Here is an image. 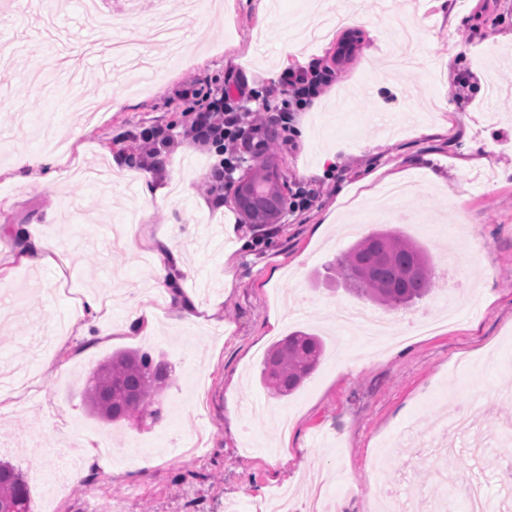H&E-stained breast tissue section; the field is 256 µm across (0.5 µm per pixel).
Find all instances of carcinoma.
Listing matches in <instances>:
<instances>
[{
  "instance_id": "1",
  "label": "carcinoma",
  "mask_w": 512,
  "mask_h": 512,
  "mask_svg": "<svg viewBox=\"0 0 512 512\" xmlns=\"http://www.w3.org/2000/svg\"><path fill=\"white\" fill-rule=\"evenodd\" d=\"M256 174L258 193L253 203L270 209L275 195ZM329 269L356 296L388 310H399L426 297L432 290L433 269L426 250L394 228L378 229L350 245ZM325 353L324 340L313 333L294 331L267 350L260 383L276 397L294 393L315 370ZM171 367L135 349L112 353L85 385L86 402L100 418L118 423L143 413L159 419L160 396L169 387ZM0 512H32L24 474L0 461Z\"/></svg>"
}]
</instances>
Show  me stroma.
<instances>
[{
  "label": "stroma",
  "instance_id": "1",
  "mask_svg": "<svg viewBox=\"0 0 512 512\" xmlns=\"http://www.w3.org/2000/svg\"><path fill=\"white\" fill-rule=\"evenodd\" d=\"M7 3L0 44L17 52L0 60V370L21 369L30 383L0 401V459L24 473L34 512H265L275 491L303 497L314 478L342 512H379L382 491L434 512L436 490L463 475L498 497L504 459L466 449L439 459L434 448L449 413L471 403L481 429L512 426V405L497 399L512 394V80L501 75L512 69V0L454 9L450 0H199L193 11L187 0H138L130 33L145 51L122 60L117 77L99 56L79 53L87 38L118 37L81 6L63 4L52 40L27 0ZM159 9L185 18L181 59L163 75L142 65L161 51L141 30ZM301 11L319 30L302 51L331 67L334 81L320 108L300 117L299 152L264 157L284 182L324 179L313 209L280 217L255 246L263 227L241 222L233 197L198 209L197 186L216 158L189 142L156 174L175 175L192 195L144 206L136 170L113 167L134 155L127 134L180 122L187 74L214 86L270 84L293 64L282 46ZM460 77L461 94L449 99ZM24 117L52 118L67 147L52 183L40 171H12L15 154L45 149L21 131ZM477 144L486 157L468 162ZM331 162L338 175L328 180ZM367 175L369 187H359ZM131 216L176 241L193 269L183 288L197 323L174 316L142 251L111 248L112 225ZM204 224L233 225L222 251L200 239ZM22 227L62 248L60 267L14 261ZM385 227L422 245L435 270L432 292L394 319H428L450 293L463 297L451 325L402 351L338 331L340 314L365 304L326 272L357 233ZM450 227L485 246L483 257L454 265ZM240 238L248 249L237 248ZM89 294L112 307L84 333L75 318ZM146 306L158 313L152 334L114 333ZM296 330L321 336L325 356L296 393L276 399L258 380L261 362ZM125 348L174 368L157 422L112 425L88 409L87 379ZM38 433L71 447L79 482H49L53 458L29 445ZM383 441L397 464L380 471L373 458ZM99 448L110 449L111 469L89 464ZM146 457L151 467H141Z\"/></svg>",
  "mask_w": 512,
  "mask_h": 512
}]
</instances>
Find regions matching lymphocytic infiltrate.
<instances>
[{
  "label": "lymphocytic infiltrate",
  "instance_id": "lymphocytic-infiltrate-1",
  "mask_svg": "<svg viewBox=\"0 0 512 512\" xmlns=\"http://www.w3.org/2000/svg\"><path fill=\"white\" fill-rule=\"evenodd\" d=\"M332 81L331 69L316 62L284 69L277 84L262 92L250 88L244 79L231 86L212 87L188 78L182 96L195 99L196 107L184 112L181 127L140 129L132 138L139 162L144 167L163 166L187 140L214 150L219 161L211 167L202 189L215 206H223L248 151L266 148L272 140L283 152L298 151L295 124Z\"/></svg>",
  "mask_w": 512,
  "mask_h": 512
}]
</instances>
